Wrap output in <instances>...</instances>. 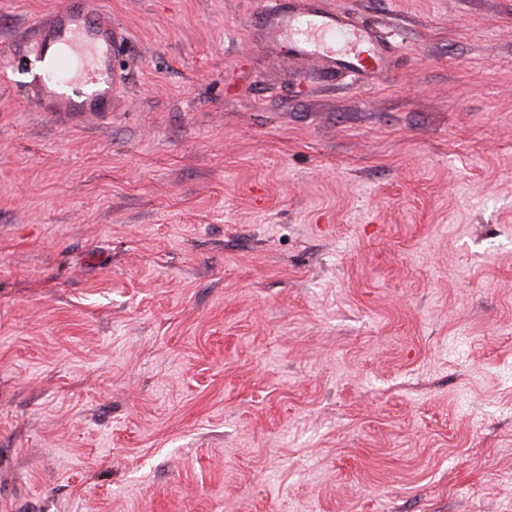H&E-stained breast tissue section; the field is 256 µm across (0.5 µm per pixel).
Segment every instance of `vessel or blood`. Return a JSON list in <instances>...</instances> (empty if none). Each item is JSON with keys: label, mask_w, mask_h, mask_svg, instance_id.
Returning <instances> with one entry per match:
<instances>
[{"label": "vessel or blood", "mask_w": 512, "mask_h": 512, "mask_svg": "<svg viewBox=\"0 0 512 512\" xmlns=\"http://www.w3.org/2000/svg\"><path fill=\"white\" fill-rule=\"evenodd\" d=\"M102 0H67L41 14L35 51L40 66L32 82L46 116L106 118L120 97L112 58L123 42L120 28L101 7ZM276 45L302 59L326 61L334 69L364 74L387 62L389 51L373 26L332 13L319 0L303 6L276 4L261 16Z\"/></svg>", "instance_id": "vessel-or-blood-1"}]
</instances>
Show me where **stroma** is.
<instances>
[{
    "label": "stroma",
    "mask_w": 512,
    "mask_h": 512,
    "mask_svg": "<svg viewBox=\"0 0 512 512\" xmlns=\"http://www.w3.org/2000/svg\"><path fill=\"white\" fill-rule=\"evenodd\" d=\"M0 0V512H512V0H106L122 97L31 96ZM280 0L261 15V23L276 45L287 48L298 58L328 61L333 69L364 74L387 62L389 51L374 27L359 23L341 13L324 10L319 0Z\"/></svg>",
    "instance_id": "35a3bbf8"
}]
</instances>
